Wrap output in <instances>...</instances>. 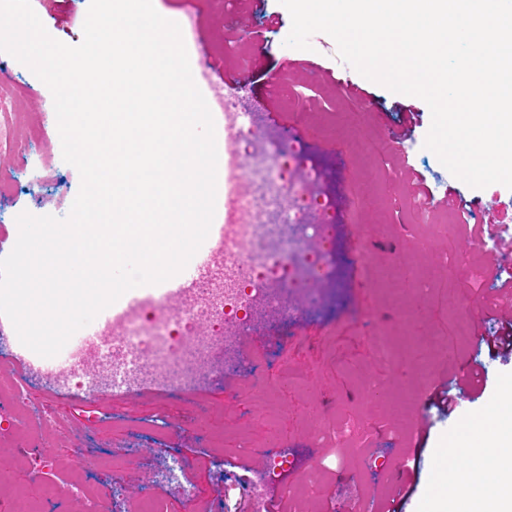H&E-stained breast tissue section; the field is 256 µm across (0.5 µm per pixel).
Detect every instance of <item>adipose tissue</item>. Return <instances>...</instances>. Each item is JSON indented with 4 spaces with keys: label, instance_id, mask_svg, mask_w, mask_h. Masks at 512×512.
Segmentation results:
<instances>
[{
    "label": "adipose tissue",
    "instance_id": "ef3b65f1",
    "mask_svg": "<svg viewBox=\"0 0 512 512\" xmlns=\"http://www.w3.org/2000/svg\"><path fill=\"white\" fill-rule=\"evenodd\" d=\"M452 449L448 487L428 512H512V410L499 411Z\"/></svg>",
    "mask_w": 512,
    "mask_h": 512
}]
</instances>
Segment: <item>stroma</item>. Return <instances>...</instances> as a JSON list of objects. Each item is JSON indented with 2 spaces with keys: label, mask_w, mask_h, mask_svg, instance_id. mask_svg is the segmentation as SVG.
I'll return each instance as SVG.
<instances>
[{
  "label": "stroma",
  "mask_w": 512,
  "mask_h": 512,
  "mask_svg": "<svg viewBox=\"0 0 512 512\" xmlns=\"http://www.w3.org/2000/svg\"><path fill=\"white\" fill-rule=\"evenodd\" d=\"M90 0H31L48 33L69 45L83 39ZM171 21L192 20L185 38L190 63L215 66L198 80L205 99L225 75L249 73L262 58L253 89L229 90L256 110L255 91L269 89L267 125L286 131L304 119L322 188L337 201V248L346 264L330 299L315 311L256 326L242 339L241 365L176 393L159 380L127 381L89 396L86 386L31 374L21 394L53 412L73 436L41 437L23 450L0 403V512L25 502L37 512H79L74 494L86 484L111 505L133 512L148 476L154 512H253L247 485L261 480L272 512H381L402 481L397 512H421L448 479L447 448L462 431L491 418L512 380V352L489 348L512 322V238L489 239L491 222L512 225V190L474 189L424 146L431 112L420 98L396 94L343 62L335 41L313 34L310 49L285 46L291 16L279 0H153ZM347 76L359 96L337 89ZM0 89L12 94L25 126L41 128L35 148L0 149V257L18 238L22 212L67 217L80 188L64 162L49 88L25 65L0 52ZM409 128L403 145L392 134ZM451 191L465 201L452 232L424 236L415 201ZM390 336L396 362L381 363L372 345ZM478 370L483 383L454 410L427 402L440 384ZM279 458L274 477L264 463ZM56 473L45 490L42 464ZM188 494H181V487Z\"/></svg>",
  "instance_id": "stroma-1"
}]
</instances>
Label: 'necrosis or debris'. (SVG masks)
Instances as JSON below:
<instances>
[{"mask_svg": "<svg viewBox=\"0 0 512 512\" xmlns=\"http://www.w3.org/2000/svg\"><path fill=\"white\" fill-rule=\"evenodd\" d=\"M248 118L247 132L232 136L233 159L224 165V195L233 199L238 222L216 254L226 272L223 287L178 304L165 292L138 300L124 322L104 326V333H115V345L82 351L65 368L67 377L96 368L100 384H107L112 368L130 353L138 357L134 376H161L179 391L205 369L221 372L219 364L204 366L203 354L236 352L256 318L300 316L320 304L322 286L340 266L336 200L314 192L321 171L308 163L301 130L276 137L260 113ZM256 154L267 172L260 198L250 171L233 163Z\"/></svg>", "mask_w": 512, "mask_h": 512, "instance_id": "4bbe7bcc", "label": "necrosis or debris"}]
</instances>
